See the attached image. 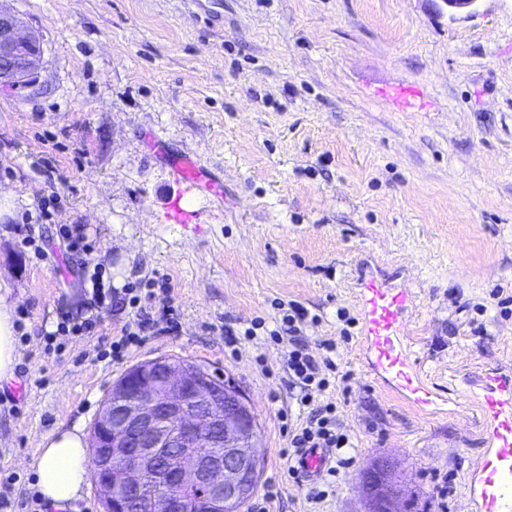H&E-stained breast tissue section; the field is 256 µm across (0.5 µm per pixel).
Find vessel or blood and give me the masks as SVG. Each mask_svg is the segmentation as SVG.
I'll use <instances>...</instances> for the list:
<instances>
[{"label": "vessel or blood", "instance_id": "vessel-or-blood-1", "mask_svg": "<svg viewBox=\"0 0 512 512\" xmlns=\"http://www.w3.org/2000/svg\"><path fill=\"white\" fill-rule=\"evenodd\" d=\"M173 175L190 193L217 187L189 156L176 160ZM359 295L371 373L416 404H434L436 394L422 381L404 333L409 315L417 309V293L373 276L361 280ZM480 396L489 448L479 469L478 512H512V375L486 373ZM333 459L332 449L303 448L296 454L295 466L303 481L313 482Z\"/></svg>", "mask_w": 512, "mask_h": 512}]
</instances>
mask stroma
<instances>
[{"label":"stroma","mask_w":512,"mask_h":512,"mask_svg":"<svg viewBox=\"0 0 512 512\" xmlns=\"http://www.w3.org/2000/svg\"><path fill=\"white\" fill-rule=\"evenodd\" d=\"M44 54L32 91L0 90V194H28L0 221L19 352L0 381V512H49L31 460L60 428L89 433L132 365L160 356L231 375L257 413L264 465L250 502L267 512H365L364 469L390 460L411 512H477L487 446L470 382L512 374V0L450 19L429 0H0ZM414 97H399L402 88ZM52 147L56 167L39 159ZM194 155L223 196L183 194L171 165ZM183 195L188 224L169 203ZM38 224L47 260L16 231ZM79 225L107 280L167 278L181 326L112 359L126 310L91 305ZM416 289L406 333L438 394L420 406L373 381L359 346V275ZM306 311L313 355L335 341L345 381L317 393L357 447L325 498L288 474L286 427L306 419L287 343H224L225 326ZM346 320H338V313ZM100 315L95 335L57 334ZM452 475L440 510L433 472Z\"/></svg>","instance_id":"1"}]
</instances>
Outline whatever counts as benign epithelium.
I'll use <instances>...</instances> for the list:
<instances>
[{
	"label": "benign epithelium",
	"mask_w": 512,
	"mask_h": 512,
	"mask_svg": "<svg viewBox=\"0 0 512 512\" xmlns=\"http://www.w3.org/2000/svg\"><path fill=\"white\" fill-rule=\"evenodd\" d=\"M433 2L455 18L481 0ZM43 53L41 32L0 9V88L32 89ZM257 447L258 417L233 378L183 359L137 363L112 384L90 433L102 512H238L260 478ZM391 471L380 459L363 472L367 512H397Z\"/></svg>",
	"instance_id": "1"
}]
</instances>
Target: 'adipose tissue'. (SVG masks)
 <instances>
[{"instance_id": "ef3b65f1", "label": "adipose tissue", "mask_w": 512, "mask_h": 512, "mask_svg": "<svg viewBox=\"0 0 512 512\" xmlns=\"http://www.w3.org/2000/svg\"><path fill=\"white\" fill-rule=\"evenodd\" d=\"M11 285L0 278V379L9 378L18 359ZM42 497L54 504L77 498L90 477L87 443L79 429L45 437L32 461Z\"/></svg>"}]
</instances>
